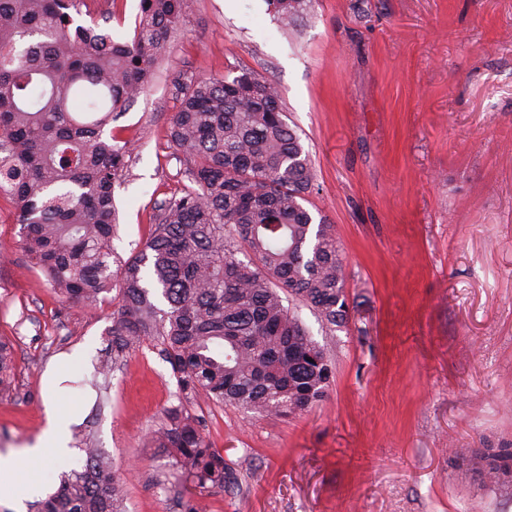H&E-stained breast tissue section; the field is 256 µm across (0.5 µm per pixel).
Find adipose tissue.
<instances>
[{"label": "adipose tissue", "mask_w": 512, "mask_h": 512, "mask_svg": "<svg viewBox=\"0 0 512 512\" xmlns=\"http://www.w3.org/2000/svg\"><path fill=\"white\" fill-rule=\"evenodd\" d=\"M69 443L68 424L60 416L55 404L47 406L46 426L33 447L25 449L23 455H0V499H19L26 483L19 479V472L36 474L46 460L65 463Z\"/></svg>", "instance_id": "adipose-tissue-1"}]
</instances>
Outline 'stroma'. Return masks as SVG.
Here are the masks:
<instances>
[{
    "mask_svg": "<svg viewBox=\"0 0 512 512\" xmlns=\"http://www.w3.org/2000/svg\"><path fill=\"white\" fill-rule=\"evenodd\" d=\"M248 72L272 84L314 167L305 206L334 224L348 322L298 312L335 374L289 418L200 404L237 485L207 512H512V488L481 484L460 448L512 447V0H309L280 27L266 0H190L149 89L112 123L132 144L115 186L119 260L154 230L157 201L187 183L172 142V83ZM0 199V339L15 345L0 398V453L34 445L57 400L89 418L90 373L111 305L61 302ZM150 343L112 374L93 418L126 483L128 512H174L147 436L176 399Z\"/></svg>",
    "mask_w": 512,
    "mask_h": 512,
    "instance_id": "stroma-1",
    "label": "stroma"
}]
</instances>
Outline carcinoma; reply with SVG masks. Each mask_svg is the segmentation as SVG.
Instances as JSON below:
<instances>
[{
  "label": "carcinoma",
  "mask_w": 512,
  "mask_h": 512,
  "mask_svg": "<svg viewBox=\"0 0 512 512\" xmlns=\"http://www.w3.org/2000/svg\"><path fill=\"white\" fill-rule=\"evenodd\" d=\"M307 0H267L283 25ZM88 0H0V197L17 211L23 243L65 302L112 295V325L91 378L102 391L130 350L153 343L177 400L151 435L166 451L181 512L196 492L237 476L212 446L199 401L290 417L324 398L333 366L283 294L328 327L348 319L335 226L304 206L314 172L277 90L244 72L231 80L175 79L173 143L190 185L155 203L154 230L112 273L114 186L132 148L106 128L146 92L189 0H140L133 36H112V12L78 21ZM13 348L0 340V395L13 390ZM84 464L60 474L31 512H126L111 459L85 435ZM489 484H512V448H463Z\"/></svg>",
  "instance_id": "carcinoma-1"
}]
</instances>
